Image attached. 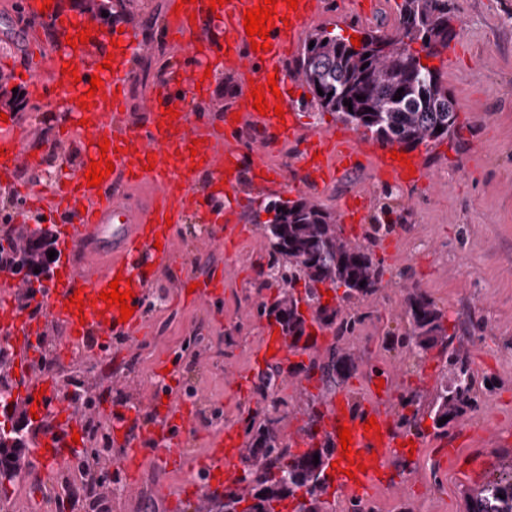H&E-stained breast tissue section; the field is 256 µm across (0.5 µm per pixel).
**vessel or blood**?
I'll list each match as a JSON object with an SVG mask.
<instances>
[{"label":"vessel or blood","mask_w":512,"mask_h":512,"mask_svg":"<svg viewBox=\"0 0 512 512\" xmlns=\"http://www.w3.org/2000/svg\"><path fill=\"white\" fill-rule=\"evenodd\" d=\"M260 0H225L224 5L211 7L210 0H190L180 12L167 15L164 35L171 42L186 41L188 55L163 69L152 93L139 106L140 118L126 117L123 93L134 73L136 50L148 46L140 29L127 28L114 33L119 46L113 49L114 63L104 68V55L97 42L75 47L62 45L60 51L44 56L40 65L27 74L26 85L32 98L63 103L73 116L57 136V147L74 154L77 166L65 184L49 192L33 191L23 205L24 210L42 209L59 222L58 235L62 249L61 276L54 280L39 299L40 312L29 316L9 303L0 304V334L6 335L16 347V360L23 371L20 398L26 406L36 407L39 416L59 409V387L51 374L32 370L28 360L34 339L47 328L60 330L70 343L88 346L100 355L117 340L132 343L145 311L149 288L148 267L173 265L178 257L172 228L184 223L190 209L200 198L197 188L202 177H209L211 186L226 185L235 189L243 173L264 183L284 184L298 180L311 193L324 191L332 175L353 168L360 161L372 160L383 171L386 181L402 184L408 179H425L423 168L408 171L406 165L391 159L389 151L367 150L361 143L342 145L330 134L310 136L300 152L298 168L270 166L260 158L250 167H243L245 150L236 137L240 125L250 126L255 146L262 152L275 143L292 138L296 124L292 112L284 116L261 114L254 110L250 96L252 86H267L270 76H277L281 93L300 88L297 73L286 72L283 63L293 56L300 25L324 8V0H299L297 9H289L279 0L278 15L270 31V51H255L244 27V12ZM44 0H23L21 18L13 22L14 36L27 42L31 36L29 20L37 17ZM232 63L236 70L241 97L236 107L237 119H226L217 128L196 113L194 104L205 100L207 92L198 82L206 67ZM78 69L77 77L62 74L63 65ZM99 74L102 85L96 95H88L92 74ZM89 108H82V100ZM173 107L179 117L168 120L164 111ZM109 139L108 153H101L99 144ZM107 155L114 170L100 186H88L85 174L91 160ZM41 156L30 143L24 126L16 119L0 121V179L14 181L20 175L35 176ZM148 186L146 199L127 196L128 186ZM131 282L134 297L133 315L121 321L118 308H107L99 301L102 290L108 289L116 276ZM81 292L84 310L68 306L69 297ZM42 398H35V391ZM167 411L158 415L152 427H144L142 407H124L112 414L122 444L136 450L134 462L148 463L141 443L154 439L166 446V455L181 457L182 450L174 440L170 425L179 416L181 402L169 398ZM376 419L380 430H366L367 419ZM352 431V451L366 463L365 472L349 478L333 468L329 480L337 491L361 496L381 486V476L395 448L407 441L400 430L390 405L381 396L350 400L345 395L331 398L325 405L315 427L318 436L338 442L339 425ZM74 426L48 428L41 432L42 464H63L65 450L72 445ZM237 437L233 429L225 431V445L213 449L203 466V473L213 488H223L235 474Z\"/></svg>","instance_id":"b4317fda"}]
</instances>
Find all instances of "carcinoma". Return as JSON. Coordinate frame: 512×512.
I'll return each instance as SVG.
<instances>
[{"label":"carcinoma","mask_w":512,"mask_h":512,"mask_svg":"<svg viewBox=\"0 0 512 512\" xmlns=\"http://www.w3.org/2000/svg\"><path fill=\"white\" fill-rule=\"evenodd\" d=\"M450 0H402L397 25L391 30L363 34L358 50L351 49L341 31H320L309 36L298 59L296 71L323 111L336 119L371 134L381 145L397 143L414 149L430 141L442 140L454 131L458 113L456 102L444 86L439 69L421 59L437 57L454 36ZM404 92L397 93L398 89ZM401 95L396 100L394 96ZM362 99H356V96ZM349 101L352 107L344 105ZM442 131H436V127ZM269 215L262 224L268 240L270 274L261 287L279 288L274 302L257 306V316L274 318L291 346L306 334L311 321L321 327L341 330L356 323L354 301L378 289L381 271L373 261L369 246L351 243L341 236L335 217L305 200H270L263 206ZM21 253L12 270L23 274L29 286L42 282L51 267L44 254L31 246L19 245L10 235L0 237V247ZM41 269L35 274L34 269ZM303 283V290L297 289ZM343 289L340 304L322 303L319 285ZM311 311V319L300 312ZM405 314L412 332L401 344L415 354L437 346L448 355V369L437 383L428 406L438 434H448V426L474 406V386L470 363L451 347L453 337L446 334L444 314L427 295L415 291L407 297ZM355 359L332 346L330 359L310 364L275 365L260 378L256 392L267 395L285 374L311 378L320 371V380L330 389L342 384L356 371ZM11 389L0 383V477L17 475L18 459L31 445V436L44 423H33L26 412H17L18 403L7 402ZM281 401L271 409L245 420V447L239 450L242 474L224 493L207 497V512H283L285 502L295 503L293 512H325L323 496L329 488L326 470L336 448L323 441L295 453L283 445L280 418L274 416ZM447 418L443 424L442 418ZM319 456L314 463L313 455ZM467 512H512V466L489 478L468 497Z\"/></svg>","instance_id":"1"}]
</instances>
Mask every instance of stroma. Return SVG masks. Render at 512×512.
<instances>
[{
  "mask_svg": "<svg viewBox=\"0 0 512 512\" xmlns=\"http://www.w3.org/2000/svg\"><path fill=\"white\" fill-rule=\"evenodd\" d=\"M93 18L102 10L121 14L128 23L155 35L162 27L165 0H84ZM361 11L357 0L338 5L328 0L324 10L302 30L347 34L393 27L399 0H368ZM456 36L432 66L458 104L459 127L448 138L419 145L411 152L427 172L425 180L387 187L373 165L345 173L319 195L286 184L266 192L242 180L231 205L244 228L232 247L213 242L206 212L190 211L175 229L176 244L190 266L195 283L223 275L224 287L211 303L184 300L176 271L161 267L151 275L147 316L134 346L114 344L108 365L95 358L79 361L64 335L49 329L37 348L38 361L63 368L87 389L92 405L82 407V443L74 461L90 464L104 487L128 484L120 465L121 449L99 453L95 430L112 426L109 409L149 398L153 388L179 386L195 404V424L184 440L187 464L170 472L145 469L136 492L104 497L108 512H197L196 499L208 489L197 485L184 493L193 473L208 456L213 441L227 426L243 428L258 407L254 391H238L234 376L257 382L261 370L253 354L264 341L265 319L258 304L275 296L257 287L259 267L251 253L267 241L254 215L265 201L311 199L332 214H340L343 199L358 192L370 195L364 219L346 240L370 246L381 269L380 288L355 304L366 319L347 340L335 342L333 330L324 341L305 350V359L328 361L333 345L351 354L356 371L343 392L360 398L375 376L391 379L390 404L396 414L415 415L410 432L424 445L407 468L412 483L386 488L382 512H466L468 494L512 462V0H450ZM239 91L235 72L220 70L212 78L204 103L205 117L223 125L224 114ZM299 128L297 138L265 155L271 165H295L299 139L317 132L342 129L328 118L307 92L292 99ZM69 113L60 104L29 100L22 122L33 140H56ZM421 291L456 326L453 345L466 356L475 373V408L436 435L428 415L436 381L446 358L431 350L422 358L409 355L400 339L409 330L405 300ZM416 394L417 403L403 406V396ZM280 435L295 447L294 435L308 422L310 411L328 399L319 376L290 377L279 385ZM437 464L438 477L428 468ZM72 464L0 480V502L9 512H87L85 498L70 480Z\"/></svg>",
  "mask_w": 512,
  "mask_h": 512,
  "instance_id": "obj_1",
  "label": "stroma"
}]
</instances>
